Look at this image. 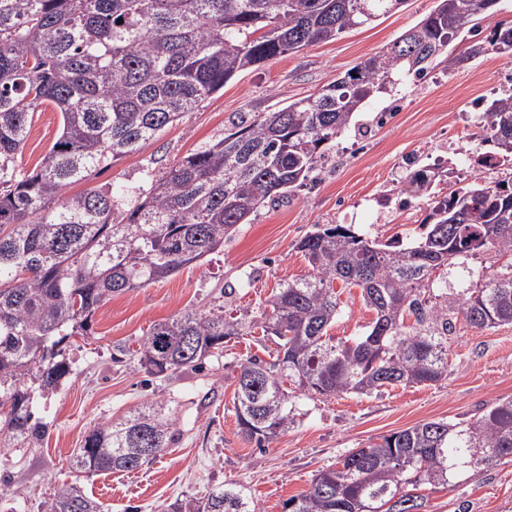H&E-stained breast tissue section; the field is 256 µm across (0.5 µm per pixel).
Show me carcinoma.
<instances>
[{"mask_svg":"<svg viewBox=\"0 0 512 512\" xmlns=\"http://www.w3.org/2000/svg\"><path fill=\"white\" fill-rule=\"evenodd\" d=\"M403 0H0V447L40 440L31 387L49 392L70 373L62 345L89 330L112 296L161 281L224 245L266 202L303 186L327 145L382 90L424 75L433 60L463 66L490 50L512 56V25L460 54L450 44L474 32L499 0H436L393 44L346 71L315 97L272 112H245L224 137L199 146L160 175L117 191L65 195L99 166L154 141L172 122L239 74L371 23ZM123 23H118V19ZM60 112V133L32 172L12 163L34 112ZM478 159L512 165V94L486 103L476 121ZM444 172L420 170L401 192L428 199L430 214L408 245L380 242L352 225H323L297 249L308 277L284 283L260 314L192 310L151 325L137 353L145 373L196 369L232 337L261 329L278 340L268 362L238 364L234 413L259 444L294 427L286 384L306 396L369 395L439 382L448 332L461 314L477 329L512 324V262L469 294L433 288L437 258L512 254V180L476 181L443 192ZM360 289L375 317L355 337L329 330L340 306L334 283ZM410 324H405V321ZM175 401L162 395L94 427L71 457L88 476L142 468L179 434ZM512 459V398L473 423L429 421L355 448L319 471L284 512H426L408 487L453 485L468 471ZM74 483L44 512H101ZM174 512H258L240 486L219 485Z\"/></svg>","mask_w":512,"mask_h":512,"instance_id":"carcinoma-1","label":"carcinoma"}]
</instances>
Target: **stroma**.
<instances>
[{
	"label": "stroma",
	"instance_id": "stroma-1",
	"mask_svg": "<svg viewBox=\"0 0 512 512\" xmlns=\"http://www.w3.org/2000/svg\"><path fill=\"white\" fill-rule=\"evenodd\" d=\"M435 0H404L372 24L277 57L228 81L194 111L167 126L141 151L94 171L84 187L134 186L146 173H160L203 143L223 137L238 113L274 110L316 96L338 75L381 51L424 18ZM512 88V57L487 52L458 69L437 65L398 102H372L356 119L362 133L346 131L319 161L312 181L288 198L261 206L223 247L173 276L112 297L95 313L85 335L65 350L70 374L53 391L36 393L33 411L47 425L43 440L0 452V512H43L57 486L78 482L102 512H172L174 503L201 498L214 486L242 485L260 512H283L284 502L306 491L314 475L351 449L430 420L476 421L495 402L512 397V324L479 330L456 318L448 334V374L433 385L385 388L308 399L296 394L294 427L260 445L244 438L233 412L237 363L269 358L272 336L230 340L224 353L201 368L180 372L157 388L133 351L154 323L193 309L209 315L227 310L256 313L285 281L311 268L299 241L321 224H349L366 237L387 241L413 237L425 218L424 202L399 204L404 177L426 164L427 154L454 148L475 156L470 104ZM60 131V114L35 112L14 167L33 170ZM486 252L445 271L452 293L482 283L500 266ZM340 313L330 333L360 335L373 318L359 289L338 288ZM130 355L113 361L115 349ZM160 392L181 405L183 420L171 448L132 472L92 477L70 466L87 432ZM416 492L427 512H504L512 506V462L475 469L458 484H423Z\"/></svg>",
	"mask_w": 512,
	"mask_h": 512
}]
</instances>
